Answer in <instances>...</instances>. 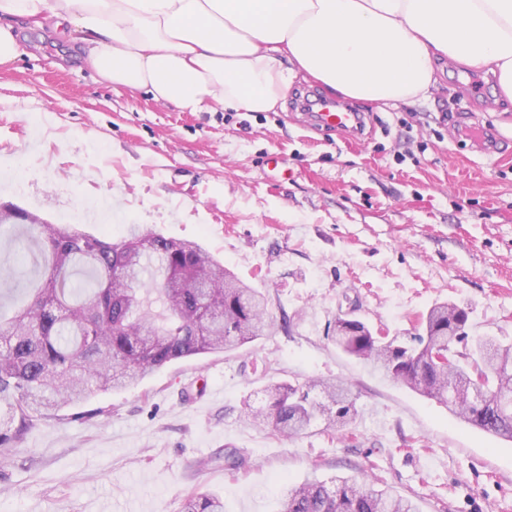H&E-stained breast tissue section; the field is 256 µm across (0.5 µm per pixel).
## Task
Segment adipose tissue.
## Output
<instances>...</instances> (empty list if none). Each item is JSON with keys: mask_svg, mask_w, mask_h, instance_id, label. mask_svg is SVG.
<instances>
[{"mask_svg": "<svg viewBox=\"0 0 512 512\" xmlns=\"http://www.w3.org/2000/svg\"><path fill=\"white\" fill-rule=\"evenodd\" d=\"M17 18L65 28L104 81L187 112H270L299 77L410 104L450 62L487 69L512 104V0H0V66Z\"/></svg>", "mask_w": 512, "mask_h": 512, "instance_id": "adipose-tissue-1", "label": "adipose tissue"}]
</instances>
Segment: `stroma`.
<instances>
[{
  "label": "stroma",
  "mask_w": 512,
  "mask_h": 512,
  "mask_svg": "<svg viewBox=\"0 0 512 512\" xmlns=\"http://www.w3.org/2000/svg\"><path fill=\"white\" fill-rule=\"evenodd\" d=\"M18 28L22 53L0 67V203L106 239L137 224L199 242L285 325L38 421L0 463V512H182L204 490L224 512H279L290 483L369 472L420 512H512V441L334 341L340 316L409 340L440 303L469 308L470 335L512 341V112L494 111L492 75L452 63L426 100L356 102L371 129L355 137L297 109L328 97L313 81L277 112H183L101 80L79 42ZM0 265L16 270L0 281L8 311L43 258L0 236ZM311 379L350 385L347 431L286 440L251 421L269 383Z\"/></svg>",
  "instance_id": "obj_1"
}]
</instances>
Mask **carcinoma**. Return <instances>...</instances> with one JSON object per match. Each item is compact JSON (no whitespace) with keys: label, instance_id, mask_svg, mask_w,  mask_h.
Returning <instances> with one entry per match:
<instances>
[{"label":"carcinoma","instance_id":"1","mask_svg":"<svg viewBox=\"0 0 512 512\" xmlns=\"http://www.w3.org/2000/svg\"><path fill=\"white\" fill-rule=\"evenodd\" d=\"M23 227L39 247L44 271L27 302L0 311V430L5 454L17 450L34 421L145 378L192 356L233 351L276 329L258 288L224 268L202 245L131 228L121 240L86 235L74 225L31 224L29 211L9 203L0 217ZM88 269L94 287L71 277ZM150 277L163 309L141 292ZM467 308L436 304L407 346L356 318L336 319V345L392 382L445 405L454 416L512 440V343L469 337ZM267 406L250 416L281 438L304 434L318 421L341 429L356 414L346 382L275 383ZM339 477L332 486L314 477L288 489L282 512H417L408 499ZM183 512H224V500L199 492Z\"/></svg>","mask_w":512,"mask_h":512}]
</instances>
